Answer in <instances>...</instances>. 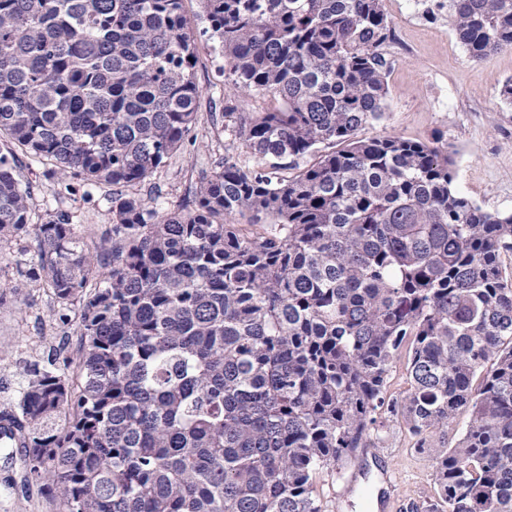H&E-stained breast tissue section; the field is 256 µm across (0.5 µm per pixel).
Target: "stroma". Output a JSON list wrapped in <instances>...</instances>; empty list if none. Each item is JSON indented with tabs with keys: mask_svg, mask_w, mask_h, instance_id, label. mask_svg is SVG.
I'll return each mask as SVG.
<instances>
[{
	"mask_svg": "<svg viewBox=\"0 0 512 512\" xmlns=\"http://www.w3.org/2000/svg\"><path fill=\"white\" fill-rule=\"evenodd\" d=\"M435 0H384L393 35L383 48L390 70L385 108L358 135L410 138L451 152L453 187L490 212L512 213V107L500 99L512 78V51L473 60L447 17L434 14ZM226 63L209 37L197 41L195 79L202 95L196 146L178 151L142 184L143 198L158 194L167 210L192 204L201 171L223 160L248 162L250 152L224 129V100L232 91L224 78ZM29 184L32 215L63 210L80 217L78 233L91 250L103 252L112 226V189H85L77 179L49 177L44 165L23 160L19 171ZM76 323L61 324L51 294L21 284L0 296V412L17 402L24 372L48 360L75 356ZM416 439L402 419L390 418L367 447L356 449L341 469H325L315 480L324 512H371L361 498L367 485L380 481V468L395 470L394 499L412 512H427L436 498L434 463L415 449ZM358 471L352 492L343 474ZM0 512H64L61 501L28 479L21 459L0 448Z\"/></svg>",
	"mask_w": 512,
	"mask_h": 512,
	"instance_id": "35a3bbf8",
	"label": "stroma"
}]
</instances>
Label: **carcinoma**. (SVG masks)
<instances>
[{
	"label": "carcinoma",
	"instance_id": "1",
	"mask_svg": "<svg viewBox=\"0 0 512 512\" xmlns=\"http://www.w3.org/2000/svg\"><path fill=\"white\" fill-rule=\"evenodd\" d=\"M200 3L225 79L275 105L227 99L260 163L226 159L162 212L128 188L197 142L182 0H0V249L35 235L20 275L79 332L76 357L27 372L5 441L65 512H321L317 473L383 412L433 457L432 512H512V213L454 191L446 151L357 138L385 106L383 0ZM436 7L472 59L512 49V0ZM22 154L113 187L112 261L68 211L32 223ZM409 383L407 380V354L403 349L399 358L394 364L389 382L387 385V398L389 399H403L408 392ZM469 422V415L466 413L458 414L454 419L448 422V428L438 431L434 440L438 443L444 442L448 448H452L460 437L461 432L466 428Z\"/></svg>",
	"mask_w": 512,
	"mask_h": 512
}]
</instances>
